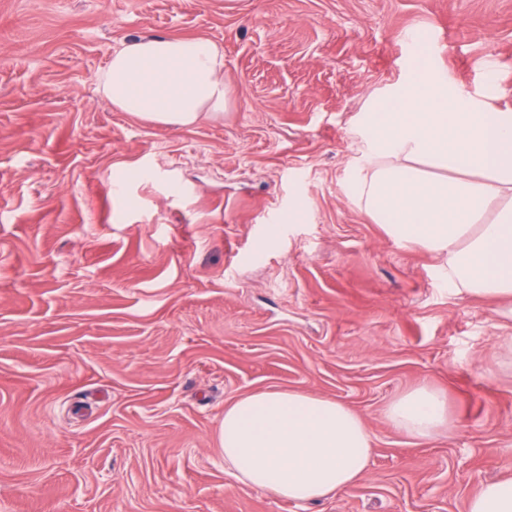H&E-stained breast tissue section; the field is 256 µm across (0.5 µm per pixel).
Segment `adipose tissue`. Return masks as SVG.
<instances>
[{"mask_svg": "<svg viewBox=\"0 0 512 512\" xmlns=\"http://www.w3.org/2000/svg\"><path fill=\"white\" fill-rule=\"evenodd\" d=\"M224 55L205 38L151 37L120 44L98 77L114 108L187 127L227 104ZM358 178L351 198L386 236L436 255L458 293L512 300V110L414 71L358 117ZM410 437L448 424V402L420 386L387 408ZM224 466L238 482L315 502L360 482L372 453L363 418L343 402L297 390H262L227 406ZM467 512H512V478L482 485Z\"/></svg>", "mask_w": 512, "mask_h": 512, "instance_id": "ef3b65f1", "label": "adipose tissue"}]
</instances>
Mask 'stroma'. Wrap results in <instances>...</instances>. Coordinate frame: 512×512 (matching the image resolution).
<instances>
[{
  "instance_id": "obj_1",
  "label": "stroma",
  "mask_w": 512,
  "mask_h": 512,
  "mask_svg": "<svg viewBox=\"0 0 512 512\" xmlns=\"http://www.w3.org/2000/svg\"><path fill=\"white\" fill-rule=\"evenodd\" d=\"M150 36L222 47L219 117L101 96ZM425 65L512 109V0H0V512H467L512 476L506 303L349 193L354 117ZM421 385L430 442L386 418ZM267 389L358 412L364 478L297 504L229 477L224 409ZM386 417L410 437L428 441L448 426V401L439 390L420 386L394 400Z\"/></svg>"
}]
</instances>
